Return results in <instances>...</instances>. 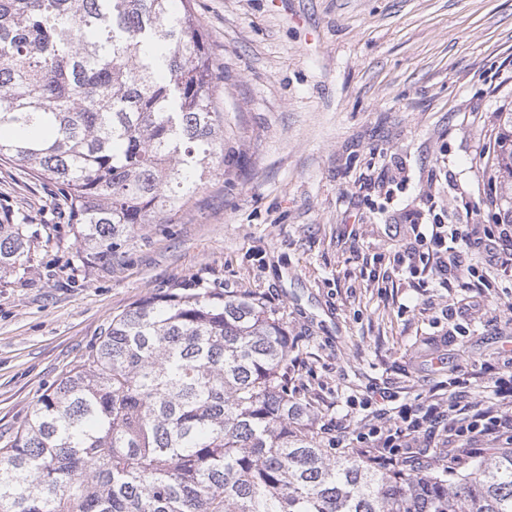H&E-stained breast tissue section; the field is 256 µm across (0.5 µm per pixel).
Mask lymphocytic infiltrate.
Listing matches in <instances>:
<instances>
[{"instance_id": "1", "label": "lymphocytic infiltrate", "mask_w": 512, "mask_h": 512, "mask_svg": "<svg viewBox=\"0 0 512 512\" xmlns=\"http://www.w3.org/2000/svg\"><path fill=\"white\" fill-rule=\"evenodd\" d=\"M466 236L461 225H447L433 219L417 232L406 246L402 258L411 273L453 270L464 287L481 288L484 278L474 277L471 267L463 265L459 244ZM473 383L466 373H457L448 380V393L432 396L424 409L407 404L389 405L388 395H368L361 405L367 414L356 428L357 443L370 446V462L393 465L411 455L420 437L437 429L451 428L446 445L450 448H477L486 439L504 440L512 435V375H495L489 381V395L470 402Z\"/></svg>"}]
</instances>
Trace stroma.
I'll return each instance as SVG.
<instances>
[{
	"label": "stroma",
	"mask_w": 512,
	"mask_h": 512,
	"mask_svg": "<svg viewBox=\"0 0 512 512\" xmlns=\"http://www.w3.org/2000/svg\"><path fill=\"white\" fill-rule=\"evenodd\" d=\"M217 71L227 162L169 223L80 258L56 185L0 161V217L30 224V268L0 278V437L131 304L210 289L288 329V393L354 446L373 390L421 406L452 372L512 371V275L480 297L396 271L442 204L499 232L483 176L512 109V0H191ZM408 181L397 186V174Z\"/></svg>",
	"instance_id": "obj_1"
}]
</instances>
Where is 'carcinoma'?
<instances>
[{
	"instance_id": "1",
	"label": "carcinoma",
	"mask_w": 512,
	"mask_h": 512,
	"mask_svg": "<svg viewBox=\"0 0 512 512\" xmlns=\"http://www.w3.org/2000/svg\"><path fill=\"white\" fill-rule=\"evenodd\" d=\"M216 71L189 0H0V159L59 185L108 263L224 170ZM496 142L512 174V109ZM496 199L512 224V185ZM29 238L0 221V274ZM287 376L248 294L136 302L0 448V512H512L511 448L427 474L331 457Z\"/></svg>"
}]
</instances>
